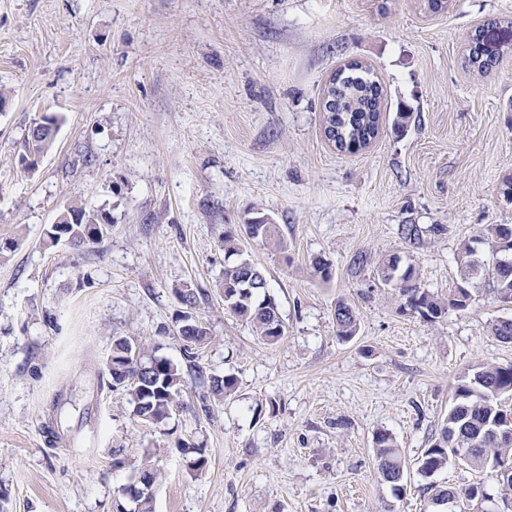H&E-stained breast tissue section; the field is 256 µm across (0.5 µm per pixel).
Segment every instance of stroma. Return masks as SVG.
Wrapping results in <instances>:
<instances>
[{
	"label": "stroma",
	"mask_w": 512,
	"mask_h": 512,
	"mask_svg": "<svg viewBox=\"0 0 512 512\" xmlns=\"http://www.w3.org/2000/svg\"><path fill=\"white\" fill-rule=\"evenodd\" d=\"M478 31L501 52L482 76L463 64ZM352 62L382 104L376 138L349 153L322 101ZM0 91V512H114L146 459L155 512H431L416 471L398 495L377 477L375 434L416 460L459 381L512 364L489 332L512 307L480 294L430 322L400 311L376 266L400 256L445 295L461 247L512 224V0H0ZM46 114L61 123L28 174L22 142ZM75 202L110 210L111 233L45 244ZM261 217L287 241L243 246L279 304L274 345L221 286L225 232ZM183 284L203 290L211 331L191 357L173 335ZM341 299L358 310L348 342ZM116 336L181 367L169 419L138 421L107 386ZM201 370L236 392L215 400ZM336 336L339 339L348 341L356 336L358 330L357 314L351 304L344 300L336 303Z\"/></svg>",
	"instance_id": "35a3bbf8"
}]
</instances>
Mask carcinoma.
I'll list each match as a JSON object with an SVG mask.
<instances>
[{"label":"carcinoma","instance_id":"carcinoma-1","mask_svg":"<svg viewBox=\"0 0 512 512\" xmlns=\"http://www.w3.org/2000/svg\"><path fill=\"white\" fill-rule=\"evenodd\" d=\"M499 54L492 51H471L464 60L465 68L485 74L496 64ZM325 134L343 150L351 144L363 147L377 136L380 123L381 86L363 75L362 65L351 63L334 74L324 93ZM59 127V118L45 115L29 127L24 136L23 153L18 163L28 171L35 169L34 156H44L53 147ZM112 213L106 209H86L78 204L67 206L56 222L47 229L48 241L55 243L63 238L77 244L90 246L99 243L112 230ZM245 235L278 249L285 248L279 225L262 219L243 225ZM512 240V226L488 224L478 239L489 249H499L502 258L479 265L474 262L472 244L468 243L459 253L457 262L461 284L446 297H441L420 287L415 268L401 266V258L392 255L377 266L378 278L392 286V295L399 302L402 312H417L433 322L448 314V310H462L475 294H487L499 303L512 304V245L501 247V240ZM224 252L232 262L224 266V310L249 322L256 335L265 343L274 345L284 337V323L279 307L267 290L256 292L247 287L245 277L259 267L243 257L241 239L232 233L224 234ZM181 304L175 313L174 331L190 348L206 344L210 338L208 323L199 315L200 292L188 285L174 289ZM336 336L348 341L358 330L357 314L351 304L340 300L336 303ZM491 335L503 343H512V318L496 321ZM150 367L138 372L137 364ZM104 369L110 377L109 385L127 387L133 404L134 416L140 420L157 423L170 417L179 405L183 377L179 367L171 360L158 357L145 343L134 336L112 337V348L105 360ZM210 388L218 400L237 390V380L232 375L210 377ZM512 398V366L481 364L472 377L455 390L454 403L433 442L417 459V472L431 478L448 466V456L457 457L474 471L491 467L497 472L499 499L502 504H512V434L500 428L512 410L507 402ZM374 468L378 478L390 485L395 493L403 490L408 463L395 438L388 431H379L374 438ZM429 504L438 499L465 504L474 512H493L482 504L493 502L481 482L464 486L427 484Z\"/></svg>","mask_w":512,"mask_h":512}]
</instances>
